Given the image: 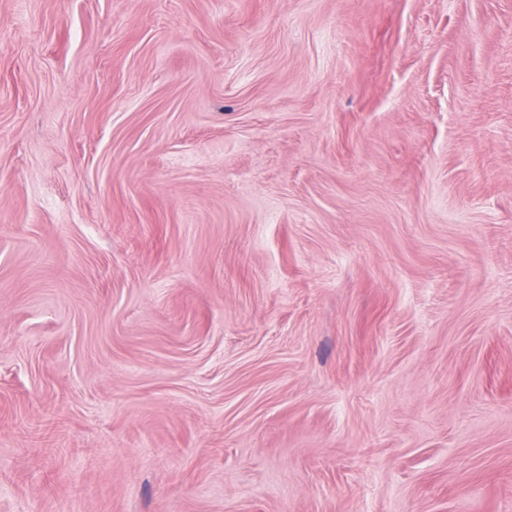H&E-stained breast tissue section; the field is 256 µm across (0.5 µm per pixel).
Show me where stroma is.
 Returning a JSON list of instances; mask_svg holds the SVG:
<instances>
[{"label":"stroma","instance_id":"stroma-1","mask_svg":"<svg viewBox=\"0 0 512 512\" xmlns=\"http://www.w3.org/2000/svg\"><path fill=\"white\" fill-rule=\"evenodd\" d=\"M0 512H512V0H0Z\"/></svg>","mask_w":512,"mask_h":512}]
</instances>
